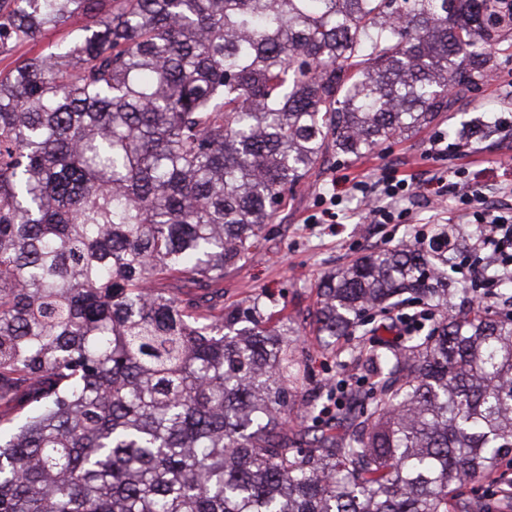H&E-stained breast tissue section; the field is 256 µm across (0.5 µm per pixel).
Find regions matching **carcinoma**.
I'll list each match as a JSON object with an SVG mask.
<instances>
[{
  "label": "carcinoma",
  "mask_w": 512,
  "mask_h": 512,
  "mask_svg": "<svg viewBox=\"0 0 512 512\" xmlns=\"http://www.w3.org/2000/svg\"><path fill=\"white\" fill-rule=\"evenodd\" d=\"M77 17L0 74V512H512L465 492L512 468V311L452 304L449 232L319 283L331 339L425 307L367 385L302 396L291 321L214 289L288 189L493 74L512 0H0V54ZM81 19L71 20L66 26L61 27L55 31L50 32L45 39L37 43L20 44L12 48L11 51L0 54V72H7L16 62L26 57H30L39 53L48 42L62 43L69 42L79 36L80 27L83 26Z\"/></svg>",
  "instance_id": "obj_1"
}]
</instances>
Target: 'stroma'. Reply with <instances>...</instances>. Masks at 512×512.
Returning a JSON list of instances; mask_svg holds the SVG:
<instances>
[{"mask_svg":"<svg viewBox=\"0 0 512 512\" xmlns=\"http://www.w3.org/2000/svg\"><path fill=\"white\" fill-rule=\"evenodd\" d=\"M495 74L481 81L466 104L449 118L412 136L390 140L374 153L356 160H334L298 184L292 200L281 209L256 257L241 271L225 276V305L247 307L263 295L284 306L300 334V351L318 383L328 385L345 374L365 375L362 367L344 372L355 342L342 339L327 344L316 335L313 313L320 278L374 250L410 242L447 225L462 211L458 187L432 189L434 175H454L459 184L475 183L488 202L512 205V134L504 132L485 141L463 143L448 134L449 127L478 117L512 123V51L497 58ZM412 178L415 193L391 203L382 193L390 178ZM371 189L375 205L401 213V220L372 224L360 201L361 188ZM329 220H322V213Z\"/></svg>","mask_w":512,"mask_h":512,"instance_id":"1","label":"stroma"}]
</instances>
